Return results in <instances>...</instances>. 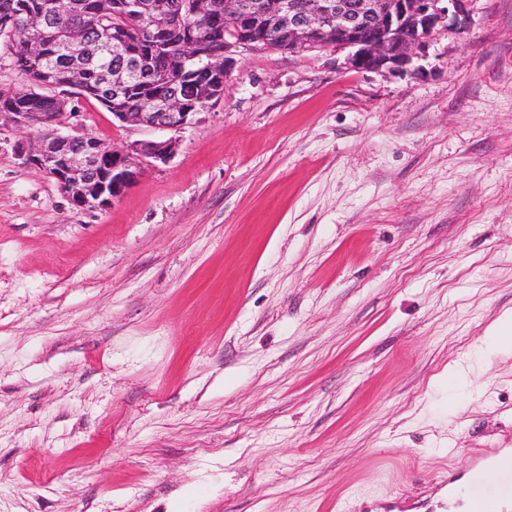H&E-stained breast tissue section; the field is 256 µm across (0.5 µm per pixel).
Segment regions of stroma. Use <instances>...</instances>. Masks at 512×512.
<instances>
[{"label": "stroma", "instance_id": "obj_1", "mask_svg": "<svg viewBox=\"0 0 512 512\" xmlns=\"http://www.w3.org/2000/svg\"><path fill=\"white\" fill-rule=\"evenodd\" d=\"M234 57L104 207L0 128V512H441L512 448V0L418 76ZM487 340L493 345L512 348V312L498 318L487 330Z\"/></svg>", "mask_w": 512, "mask_h": 512}]
</instances>
